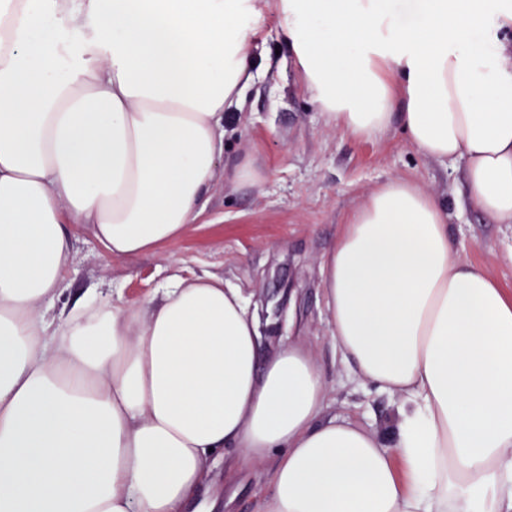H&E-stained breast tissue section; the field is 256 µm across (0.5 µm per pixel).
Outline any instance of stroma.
I'll use <instances>...</instances> for the list:
<instances>
[{"instance_id": "1", "label": "stroma", "mask_w": 512, "mask_h": 512, "mask_svg": "<svg viewBox=\"0 0 512 512\" xmlns=\"http://www.w3.org/2000/svg\"><path fill=\"white\" fill-rule=\"evenodd\" d=\"M264 44L280 76L248 92L242 119L225 140V158L248 155L268 173L261 188L216 180L209 206L181 239L133 260L103 256L76 234L74 262L61 301L71 305L89 289L145 298L172 272L211 273L243 288L270 354L285 344L309 348L329 381L330 414L383 430L396 400L361 384L336 351L321 289L329 243L351 211L384 180L413 179L448 206V230L464 258L481 265L512 294V225L493 224L468 201L463 162L420 156L400 130L377 140L336 130L297 87L287 45L276 29ZM237 451L216 458L198 499L210 512H254L258 478L235 466Z\"/></svg>"}]
</instances>
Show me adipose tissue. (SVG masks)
I'll return each mask as SVG.
<instances>
[{"mask_svg": "<svg viewBox=\"0 0 512 512\" xmlns=\"http://www.w3.org/2000/svg\"><path fill=\"white\" fill-rule=\"evenodd\" d=\"M276 22L327 122L463 160L512 224V0H0V512H184L217 452L267 467L256 512H512V295L448 211L382 183L322 264L336 349L398 397L390 437L328 416L311 354L262 355L241 289L51 302L72 230L134 259L182 238Z\"/></svg>", "mask_w": 512, "mask_h": 512, "instance_id": "1", "label": "adipose tissue"}]
</instances>
